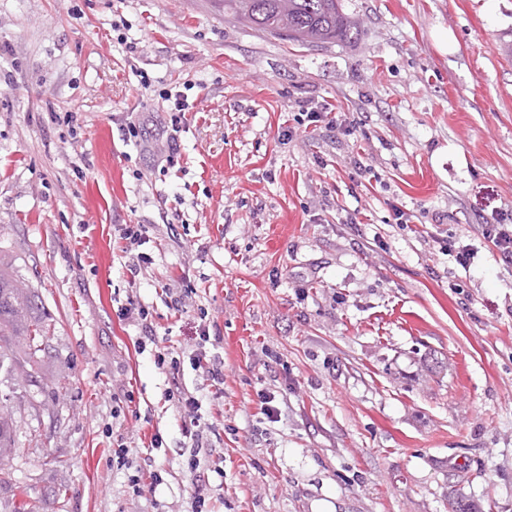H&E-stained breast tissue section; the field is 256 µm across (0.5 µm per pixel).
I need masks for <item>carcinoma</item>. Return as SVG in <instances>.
<instances>
[{"label": "carcinoma", "mask_w": 512, "mask_h": 512, "mask_svg": "<svg viewBox=\"0 0 512 512\" xmlns=\"http://www.w3.org/2000/svg\"><path fill=\"white\" fill-rule=\"evenodd\" d=\"M224 16L273 38L322 47L359 35L362 22L342 0H224ZM31 285L0 266V336H24L39 351L43 326L31 317ZM13 442V421L0 412V458Z\"/></svg>", "instance_id": "1"}]
</instances>
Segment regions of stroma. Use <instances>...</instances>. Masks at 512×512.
Masks as SVG:
<instances>
[{"mask_svg":"<svg viewBox=\"0 0 512 512\" xmlns=\"http://www.w3.org/2000/svg\"><path fill=\"white\" fill-rule=\"evenodd\" d=\"M343 5L358 38L307 47L220 0H0V261L45 331L33 367L0 371V512H192L155 355L190 353L203 318L224 394L180 378L217 426L213 512H512V266L479 234L512 224V0ZM171 87L200 103L172 167ZM131 121L147 142L124 140ZM451 234L470 268L440 250ZM132 300L157 345L120 317ZM147 461L163 482L139 496ZM126 315L130 316L129 318L140 327L142 336L138 338V344L141 348L143 346L146 348L147 341L156 344V328L152 320L153 314L148 307L132 300L129 303Z\"/></svg>","mask_w":512,"mask_h":512,"instance_id":"35a3bbf8","label":"stroma"}]
</instances>
